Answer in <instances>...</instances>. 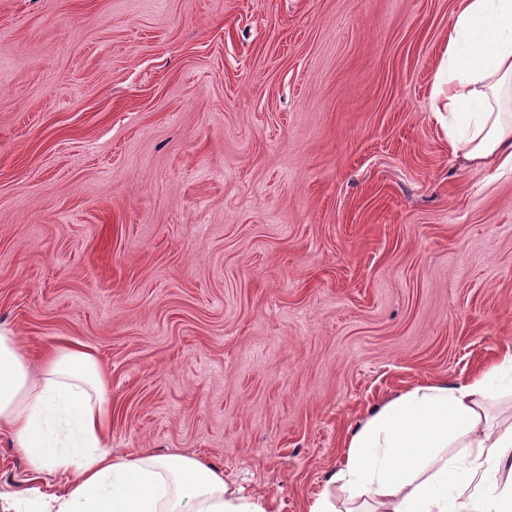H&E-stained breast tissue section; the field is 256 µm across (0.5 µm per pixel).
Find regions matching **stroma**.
<instances>
[{
	"label": "stroma",
	"mask_w": 512,
	"mask_h": 512,
	"mask_svg": "<svg viewBox=\"0 0 512 512\" xmlns=\"http://www.w3.org/2000/svg\"><path fill=\"white\" fill-rule=\"evenodd\" d=\"M460 0H0V327L120 454L307 512L369 410L512 351V172L431 112ZM72 473L0 436V512Z\"/></svg>",
	"instance_id": "stroma-1"
}]
</instances>
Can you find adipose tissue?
Returning <instances> with one entry per match:
<instances>
[{
    "label": "adipose tissue",
    "mask_w": 512,
    "mask_h": 512,
    "mask_svg": "<svg viewBox=\"0 0 512 512\" xmlns=\"http://www.w3.org/2000/svg\"><path fill=\"white\" fill-rule=\"evenodd\" d=\"M432 99L454 159L512 167V0H462ZM506 390L512 353L465 382L421 383L374 408L307 512H512V421L489 414ZM106 394L84 344L49 348L35 374L0 330V435L35 471L73 473L57 512H267L199 458L114 453Z\"/></svg>",
    "instance_id": "adipose-tissue-1"
}]
</instances>
